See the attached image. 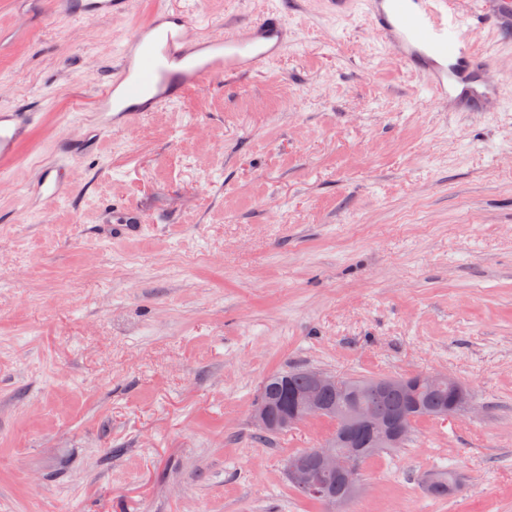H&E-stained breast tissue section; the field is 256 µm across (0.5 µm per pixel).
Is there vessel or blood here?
<instances>
[{
    "instance_id": "obj_1",
    "label": "vessel or blood",
    "mask_w": 512,
    "mask_h": 512,
    "mask_svg": "<svg viewBox=\"0 0 512 512\" xmlns=\"http://www.w3.org/2000/svg\"><path fill=\"white\" fill-rule=\"evenodd\" d=\"M119 0H54L60 13L91 20L111 14ZM332 15L361 11L384 45L424 79L435 104L477 96L483 62L475 53L473 17L493 27L512 21V0H470L468 10L453 0H320ZM293 32L281 12L220 32L202 31L179 10L157 8L130 32L121 60L96 98L93 110L113 127L172 102L190 86L212 76L261 70L291 44ZM36 113H0V170L10 167L36 124Z\"/></svg>"
}]
</instances>
